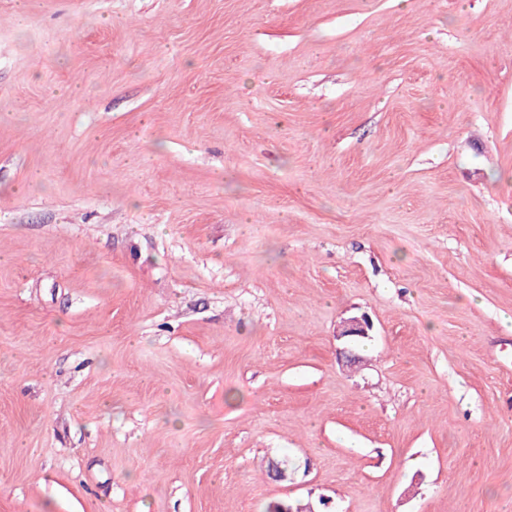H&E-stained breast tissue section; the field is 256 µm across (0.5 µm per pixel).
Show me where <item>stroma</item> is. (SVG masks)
Returning <instances> with one entry per match:
<instances>
[{
  "mask_svg": "<svg viewBox=\"0 0 512 512\" xmlns=\"http://www.w3.org/2000/svg\"><path fill=\"white\" fill-rule=\"evenodd\" d=\"M283 500L512 512V0H0V512Z\"/></svg>",
  "mask_w": 512,
  "mask_h": 512,
  "instance_id": "stroma-1",
  "label": "stroma"
}]
</instances>
